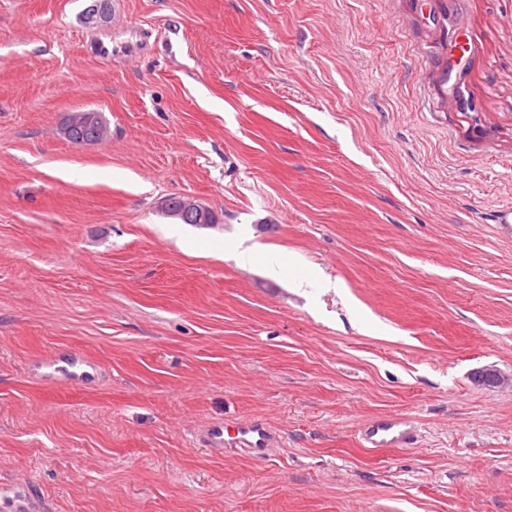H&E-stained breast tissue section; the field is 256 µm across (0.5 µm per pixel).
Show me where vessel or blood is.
Returning <instances> with one entry per match:
<instances>
[{
  "label": "vessel or blood",
  "mask_w": 512,
  "mask_h": 512,
  "mask_svg": "<svg viewBox=\"0 0 512 512\" xmlns=\"http://www.w3.org/2000/svg\"><path fill=\"white\" fill-rule=\"evenodd\" d=\"M44 370L63 369L65 375L79 384L91 382L95 367L83 355L73 352L66 360L49 357L40 361ZM195 440L212 453L223 455L230 452L244 454L254 459L268 456L279 440L274 429L256 420H242L234 427L211 422L197 432ZM417 441L414 424L401 417L380 418L363 425L360 444L365 448H410ZM6 512H49L46 501L31 489L0 500Z\"/></svg>",
  "instance_id": "obj_1"
}]
</instances>
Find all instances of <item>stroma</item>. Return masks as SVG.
Instances as JSON below:
<instances>
[{
  "label": "stroma",
  "mask_w": 512,
  "mask_h": 512,
  "mask_svg": "<svg viewBox=\"0 0 512 512\" xmlns=\"http://www.w3.org/2000/svg\"><path fill=\"white\" fill-rule=\"evenodd\" d=\"M108 2L0 0V489L512 512V0ZM465 38L473 112L445 78ZM80 110L107 141L65 139ZM71 351L101 375L33 374ZM382 415L418 446L361 447ZM220 419L280 446L213 454ZM171 202L174 204L172 208L162 209V213L166 216L179 220L183 224H212L215 223V215L210 209H205L207 213V220H201L198 216L197 208L190 207L185 209L182 205V200H189L185 197H172ZM232 431L233 434L224 422H211L197 432L195 441L214 454L233 452L254 459L265 458L279 443L276 431L260 421H238Z\"/></svg>",
  "instance_id": "stroma-1"
}]
</instances>
